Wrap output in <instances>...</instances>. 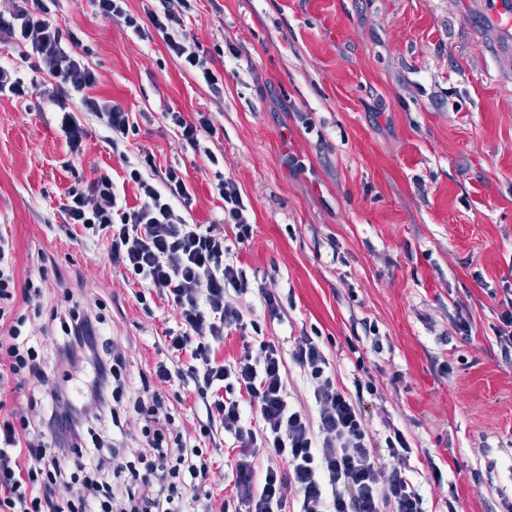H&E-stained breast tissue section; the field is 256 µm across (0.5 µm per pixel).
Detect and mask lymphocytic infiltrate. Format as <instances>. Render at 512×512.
<instances>
[{
    "label": "lymphocytic infiltrate",
    "instance_id": "obj_1",
    "mask_svg": "<svg viewBox=\"0 0 512 512\" xmlns=\"http://www.w3.org/2000/svg\"><path fill=\"white\" fill-rule=\"evenodd\" d=\"M56 0H5L0 34L20 46L19 61L0 64V97L39 95L61 112L59 130L70 159L81 158L87 135L68 109L80 95L108 132L112 152L123 159L127 182L140 203L126 207L109 173L70 188L62 232L81 226L86 236L104 238L109 262L125 281L137 284L134 298L150 310L153 298L178 312L179 330L165 331V359L138 378L124 373L126 346L103 332V315L88 309L61 317L63 332L52 356L43 337L24 331V318L0 330V390L30 387L45 398L44 411L6 409L0 401V512H195L211 499L209 453L189 437L171 431L174 421L163 387L194 385L206 419L199 426L213 449L235 451L231 470L233 505L245 512H426L411 476V443L391 419L376 438L366 419L367 399L380 390L356 361L352 388L342 387L338 370L319 336L307 333L280 345L248 317L242 300L257 294L265 312L281 318L275 288L254 285L224 245L225 230L251 239L253 227L240 189L219 180L224 221L207 228L189 223L192 194L180 169H158L142 151L129 157L136 124L117 102L92 97L98 78L74 51L77 37L51 21ZM104 19L122 22L142 41L161 37L176 65L204 82L214 95L224 87L214 56L202 51L185 28L193 0H154L143 14L127 0H92ZM53 80L40 82V75ZM183 149L200 152L203 137L217 129L210 113L167 110ZM44 297L32 279L17 277L15 247L0 236V319L17 305ZM244 338L241 357L218 361L216 349L230 333ZM189 363H182V355ZM298 372L313 402H290L288 376ZM80 401H73V388ZM111 420L119 440L83 445L86 416Z\"/></svg>",
    "mask_w": 512,
    "mask_h": 512
}]
</instances>
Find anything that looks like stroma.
Masks as SVG:
<instances>
[{"mask_svg":"<svg viewBox=\"0 0 512 512\" xmlns=\"http://www.w3.org/2000/svg\"><path fill=\"white\" fill-rule=\"evenodd\" d=\"M52 17L98 73L93 95L123 105L136 145L183 171L189 223H223L214 185L221 175L237 183L254 234L226 244L292 303L267 336L284 345L317 331L346 384L347 338L379 342L365 365L383 397L368 421L379 435L388 416L406 433L427 512H448L453 492L459 512L512 500V366L490 329V292L512 282V28L474 0H198L186 28L217 60V100L162 39L138 40L91 0H56ZM68 106L88 132L71 167L56 107L0 98V235L14 244L19 279L43 266L76 306L101 304L135 376L178 315L163 301L144 312L101 242L58 231L68 189L96 172L138 203L96 118L79 97ZM168 108L212 113L217 135L203 153L181 148ZM208 149L223 154L222 171ZM459 303L473 320L467 338L451 325ZM442 360L451 373H439ZM166 395L175 430L198 436L194 388L175 382ZM430 456L442 483L429 478Z\"/></svg>","mask_w":512,"mask_h":512,"instance_id":"stroma-1","label":"stroma"}]
</instances>
